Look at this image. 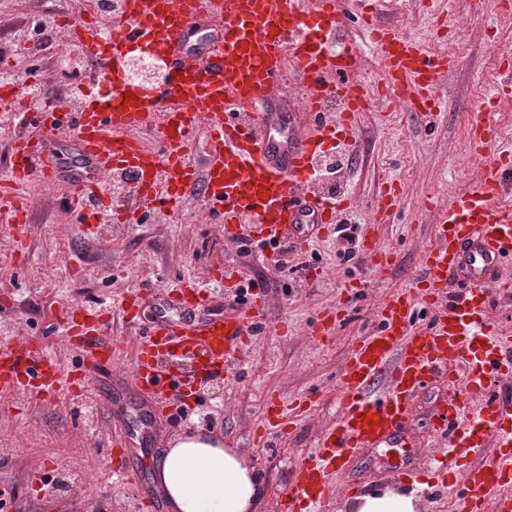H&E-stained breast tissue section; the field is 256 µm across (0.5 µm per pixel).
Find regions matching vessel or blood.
Segmentation results:
<instances>
[{
	"label": "vessel or blood",
	"instance_id": "vessel-or-blood-1",
	"mask_svg": "<svg viewBox=\"0 0 512 512\" xmlns=\"http://www.w3.org/2000/svg\"><path fill=\"white\" fill-rule=\"evenodd\" d=\"M106 16L86 11L72 35L91 62L76 111L54 106L22 112L23 130L12 145L0 180V219L28 222L24 193L32 182H67L78 223L99 239L106 224H133L161 207L199 206L228 241L241 235L275 245L301 240L304 222L317 229L337 223L352 200L315 189L318 160L327 145L353 139L351 118L374 93L390 90L407 110L436 118L455 68L405 34L375 26L381 82L357 81L356 50L343 39L335 0H127L119 32L105 39ZM142 51L163 62L162 88L128 83L126 64ZM294 79L309 105L296 111L283 99ZM340 98L343 111L329 118L321 105ZM156 134L155 147L138 138ZM204 134L202 161L191 158ZM129 173L138 210L112 206L106 175ZM502 163L489 164L480 182L455 194L436 216L432 244L421 256L413 287L390 294L377 324L351 350L339 378L341 418L289 486L288 512H323L337 462L355 449L392 444L408 420V403L429 379L463 382L479 397L477 411L452 396L436 414L435 431L447 449L441 461L449 482L460 485L458 512H483L485 500L512 483V403L492 396V382L512 365V336L494 329L487 302L501 283L494 272L512 260V208ZM144 296L126 295L123 315L139 323L132 384L154 420L168 418L171 395L192 396L196 384L221 376L250 336L258 313L245 305L234 316L207 314L196 287L156 296V319L140 324ZM432 316L414 325L418 309ZM103 310H71L67 334L87 371L103 368L112 351L99 339ZM190 361V371L179 365ZM62 369L32 348L0 346V395L20 384L51 387ZM501 449L487 458L488 448ZM477 459L460 471V460Z\"/></svg>",
	"mask_w": 512,
	"mask_h": 512
}]
</instances>
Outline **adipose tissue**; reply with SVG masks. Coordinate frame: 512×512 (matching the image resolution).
<instances>
[{"mask_svg":"<svg viewBox=\"0 0 512 512\" xmlns=\"http://www.w3.org/2000/svg\"><path fill=\"white\" fill-rule=\"evenodd\" d=\"M153 479L167 512H263L266 487L252 455L219 432L171 434ZM350 512H421L419 499L395 485L354 496Z\"/></svg>","mask_w":512,"mask_h":512,"instance_id":"adipose-tissue-1","label":"adipose tissue"}]
</instances>
